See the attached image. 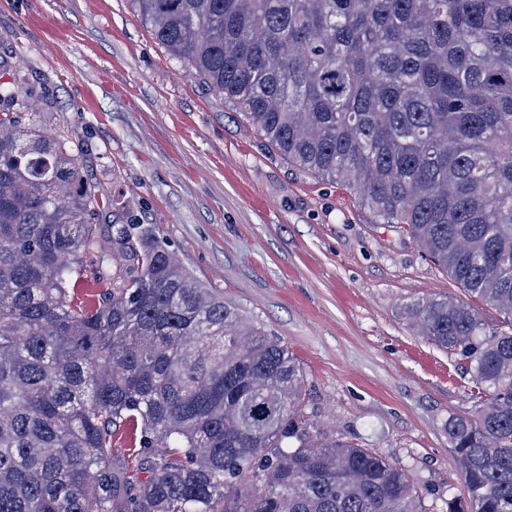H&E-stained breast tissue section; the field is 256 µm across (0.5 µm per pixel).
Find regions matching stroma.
Instances as JSON below:
<instances>
[{
  "label": "stroma",
  "instance_id": "35a3bbf8",
  "mask_svg": "<svg viewBox=\"0 0 512 512\" xmlns=\"http://www.w3.org/2000/svg\"><path fill=\"white\" fill-rule=\"evenodd\" d=\"M23 124L66 140L104 216L150 226L206 287L299 360L315 429L408 470L424 512L461 494L448 419L478 386L413 330L465 292L348 186L301 171L191 77L129 0H0Z\"/></svg>",
  "mask_w": 512,
  "mask_h": 512
}]
</instances>
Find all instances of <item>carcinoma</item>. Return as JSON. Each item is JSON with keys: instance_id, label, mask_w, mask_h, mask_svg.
<instances>
[{"instance_id": "carcinoma-1", "label": "carcinoma", "mask_w": 512, "mask_h": 512, "mask_svg": "<svg viewBox=\"0 0 512 512\" xmlns=\"http://www.w3.org/2000/svg\"><path fill=\"white\" fill-rule=\"evenodd\" d=\"M131 2L288 162L512 314V0ZM23 95L0 85V512H422L405 468L314 431L288 346L148 226L105 223ZM414 327L482 390L448 419V512H512V323L486 336L445 296Z\"/></svg>"}]
</instances>
